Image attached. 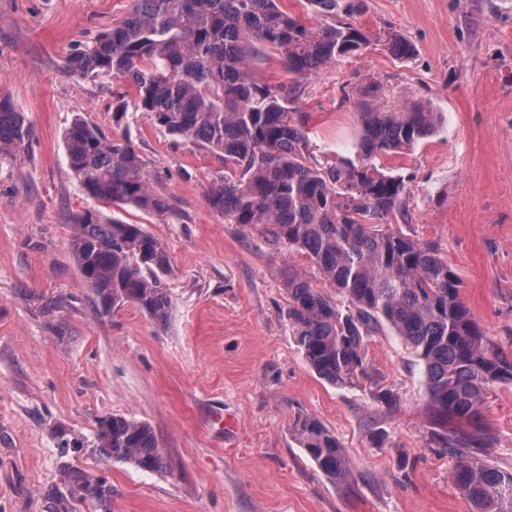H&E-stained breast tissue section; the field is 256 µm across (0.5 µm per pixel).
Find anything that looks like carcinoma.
Returning <instances> with one entry per match:
<instances>
[{
  "label": "carcinoma",
  "instance_id": "1",
  "mask_svg": "<svg viewBox=\"0 0 512 512\" xmlns=\"http://www.w3.org/2000/svg\"><path fill=\"white\" fill-rule=\"evenodd\" d=\"M313 2L322 16L315 26L284 10L281 0H132L122 21L73 49L66 67L129 84L135 111L224 163L206 195L213 211L230 224L260 225L273 243L313 261L337 298L290 276L288 322L322 379L347 387L370 378L366 337L392 329L420 366L432 438L455 459V483L473 512H512V472L488 462L492 437L479 422L491 391L512 384V361L488 343L437 250L387 227L409 187L379 160L413 151L436 133L442 115L422 101L385 110L378 85L370 83L356 93L355 157L320 162L310 150L306 116L293 106L298 83L362 53L374 37L397 58L411 56L414 46L395 30L374 35L336 20V0ZM269 50L282 56L291 84L257 77ZM33 136L25 113L0 93V160L21 156ZM63 143L70 172L97 204L74 215L69 246L99 306L132 303L166 322L171 297L160 273L170 264L167 251L142 225L102 212L129 204L167 213L143 159L80 118L65 129ZM450 420L473 425L450 428ZM290 434L324 476L348 479V453L317 417L298 415ZM97 440L106 456L142 471L165 467L145 422L103 417ZM72 497L103 505L111 488L84 476Z\"/></svg>",
  "mask_w": 512,
  "mask_h": 512
}]
</instances>
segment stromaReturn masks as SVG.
<instances>
[{
    "label": "stroma",
    "mask_w": 512,
    "mask_h": 512,
    "mask_svg": "<svg viewBox=\"0 0 512 512\" xmlns=\"http://www.w3.org/2000/svg\"><path fill=\"white\" fill-rule=\"evenodd\" d=\"M336 2L415 52L400 60L373 46L301 81L311 148L354 156V102L369 80L388 109L421 100L442 113L432 137L384 161L409 185L391 227L439 251L484 336L512 360V0ZM129 3L0 0V90L35 131L21 161L0 163V512H62L58 493L81 475L104 479L112 497L108 510L80 512H472L454 459L430 440L420 370L401 340L386 328L367 337L362 384L321 379L294 340L286 292L292 274L328 291L317 268L214 212L206 191L223 164L142 113L115 116L124 82L66 68ZM77 117L127 139L169 203L160 216L105 211L165 244V325L131 303L102 313L81 277L68 239L92 202L63 144ZM300 414L341 440L346 482L297 447L289 425ZM112 415L151 426L164 469L101 455L97 422ZM481 423L490 462L512 472V386L490 395Z\"/></svg>",
    "instance_id": "stroma-1"
}]
</instances>
